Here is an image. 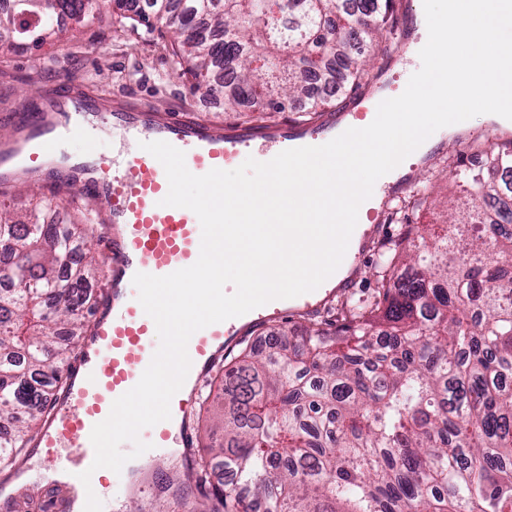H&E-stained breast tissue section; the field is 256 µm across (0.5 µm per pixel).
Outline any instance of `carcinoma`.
Returning a JSON list of instances; mask_svg holds the SVG:
<instances>
[{"label": "carcinoma", "mask_w": 512, "mask_h": 512, "mask_svg": "<svg viewBox=\"0 0 512 512\" xmlns=\"http://www.w3.org/2000/svg\"><path fill=\"white\" fill-rule=\"evenodd\" d=\"M153 0L196 89L224 71V107L283 112L306 100L313 121L374 87L357 47H398L397 0ZM101 0H11L0 31L13 46L82 32ZM69 20L63 28L58 17ZM267 106H254L258 93ZM462 174L447 224L405 223L383 244L375 300L342 303L336 331L312 323L273 333L224 372L214 429L197 479L218 470L215 512H512V140L482 149ZM98 224H26L0 208V468H13L40 434L97 298ZM79 262H71L76 244ZM406 262L396 275L395 261Z\"/></svg>", "instance_id": "cac0c4a2"}]
</instances>
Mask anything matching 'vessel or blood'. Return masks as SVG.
I'll return each mask as SVG.
<instances>
[{
  "label": "vessel or blood",
  "mask_w": 512,
  "mask_h": 512,
  "mask_svg": "<svg viewBox=\"0 0 512 512\" xmlns=\"http://www.w3.org/2000/svg\"><path fill=\"white\" fill-rule=\"evenodd\" d=\"M58 82V105L28 115L25 136L0 148V176L20 175L28 158L42 154L48 167L70 171V178L57 187L64 198L78 202L91 196L103 211L110 274L83 350L67 363V385L57 395L37 442L41 448H69V470L75 479L68 496L73 499L88 488L100 492L111 477L110 469L91 467L95 455L91 430L107 418L113 401L136 385L159 345L156 325L137 299L135 274H170L193 265L200 252L197 216L185 208L163 205L169 190L167 176L162 164L143 150V143L168 142L184 152L191 173L202 175L214 168L235 169L246 155L266 162L287 149L319 146L342 134L343 128L332 113L314 125L281 120L226 127L122 102L108 108L77 96L78 81L69 72L60 71ZM98 125L111 126L127 141L123 154L109 159L99 152L91 133ZM73 139L84 143L76 156L62 148L63 142ZM321 296L316 290L273 300L195 332L187 346L191 374L210 368L248 326L314 312ZM194 402L193 392L176 393L170 419L141 430L139 438L150 448L140 455V463L146 466L169 448L194 447L196 433L187 419ZM87 470L92 476L85 484L79 475Z\"/></svg>",
  "instance_id": "b4317fda"
}]
</instances>
